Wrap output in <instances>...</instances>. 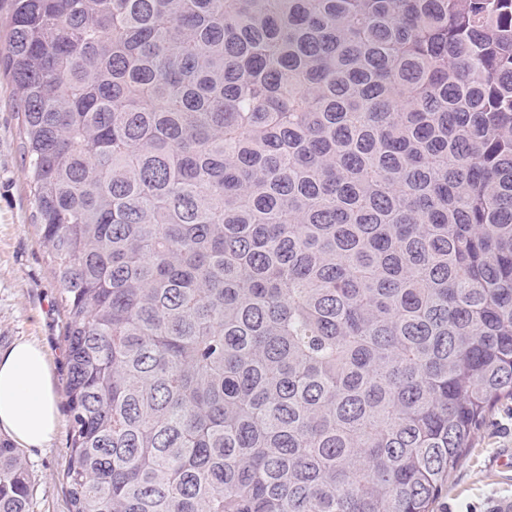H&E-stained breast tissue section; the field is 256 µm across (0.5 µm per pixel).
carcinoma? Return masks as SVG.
<instances>
[{
  "mask_svg": "<svg viewBox=\"0 0 512 512\" xmlns=\"http://www.w3.org/2000/svg\"><path fill=\"white\" fill-rule=\"evenodd\" d=\"M1 73L70 512H434L512 400V0H11Z\"/></svg>",
  "mask_w": 512,
  "mask_h": 512,
  "instance_id": "obj_1",
  "label": "carcinoma"
}]
</instances>
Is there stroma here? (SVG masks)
I'll return each instance as SVG.
<instances>
[{
  "mask_svg": "<svg viewBox=\"0 0 512 512\" xmlns=\"http://www.w3.org/2000/svg\"><path fill=\"white\" fill-rule=\"evenodd\" d=\"M17 113L9 82L0 77V353L29 340L44 351L53 375L57 428L41 448L24 449L32 485L30 512H69L64 472L70 417L67 411L66 317L60 287L34 225ZM512 448V400L500 402L448 482L435 512H498L512 498V467L499 466Z\"/></svg>",
  "mask_w": 512,
  "mask_h": 512,
  "instance_id": "1",
  "label": "stroma"
}]
</instances>
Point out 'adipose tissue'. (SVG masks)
<instances>
[{"mask_svg":"<svg viewBox=\"0 0 512 512\" xmlns=\"http://www.w3.org/2000/svg\"><path fill=\"white\" fill-rule=\"evenodd\" d=\"M52 375L37 345L20 341L0 355V430L27 448L43 447L56 430Z\"/></svg>","mask_w":512,"mask_h":512,"instance_id":"obj_1","label":"adipose tissue"}]
</instances>
